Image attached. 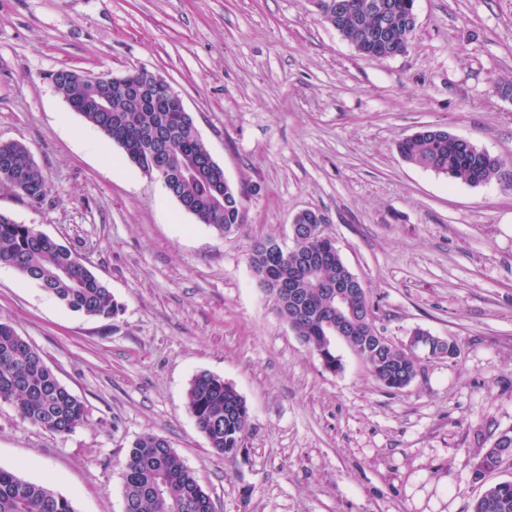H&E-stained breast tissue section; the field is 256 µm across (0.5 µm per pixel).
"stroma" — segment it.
<instances>
[{"mask_svg": "<svg viewBox=\"0 0 512 512\" xmlns=\"http://www.w3.org/2000/svg\"><path fill=\"white\" fill-rule=\"evenodd\" d=\"M405 55H360L316 0H0V141L31 150L53 188L0 212L76 252L120 306L73 312L0 264V322L85 405L74 431L21 422L0 401V468L48 484L76 512H124L132 442L167 440L214 512H471L512 465L473 479L512 427V187L409 164L425 127L512 170V0H415ZM73 68L144 69L182 96L224 175L247 191L245 232L221 235L73 112L51 79ZM322 212L364 283L375 324L458 354L417 350L391 391L343 342L326 369L249 265L253 241L292 244L293 216ZM202 371L231 384L250 420L240 452H210L187 408Z\"/></svg>", "mask_w": 512, "mask_h": 512, "instance_id": "stroma-1", "label": "stroma"}]
</instances>
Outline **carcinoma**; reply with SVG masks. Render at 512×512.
<instances>
[{
	"instance_id": "1",
	"label": "carcinoma",
	"mask_w": 512,
	"mask_h": 512,
	"mask_svg": "<svg viewBox=\"0 0 512 512\" xmlns=\"http://www.w3.org/2000/svg\"><path fill=\"white\" fill-rule=\"evenodd\" d=\"M332 0H318L323 19L342 35L355 33L369 40L378 25L374 15L336 13ZM415 0H392L389 42L409 47L415 26L408 13ZM58 92L73 111L120 147L129 162L152 175L154 160L167 158L175 172L169 195L187 213L218 233L240 232L247 222L244 191L224 177V168L198 134L189 112H161L145 104L151 96L149 73L135 70L114 76L61 69L52 74ZM138 86L142 103L129 101L130 86ZM409 163L469 185L500 177L502 161L471 142L443 129L425 128L397 143ZM0 188L27 203H45L52 187L28 147L0 142ZM0 263L15 268L70 310L93 319H109L119 311L110 288L89 270L77 254L28 224L0 213ZM249 263L265 288L280 284L290 290L273 296L278 313L295 334L326 364L341 368L333 345L343 341L370 367L372 376L388 389H401L418 372L413 353L396 346L377 331L373 310L361 281L348 285L355 297L352 318L336 332V299L329 289L352 275L335 241L328 236L300 247L282 248L276 240L254 242ZM0 400L10 403L20 419L47 431L64 434L79 426L83 403L63 386L40 352L7 323L0 322ZM187 405L211 449L229 458L241 448L248 425L246 401L224 379L197 374L187 392ZM512 462V428L498 432L474 466L476 480ZM124 512H211L209 495L168 441L156 435L137 438L123 466ZM0 512H75L72 502L47 484L32 483L0 468ZM471 512H512V481L486 487Z\"/></svg>"
}]
</instances>
